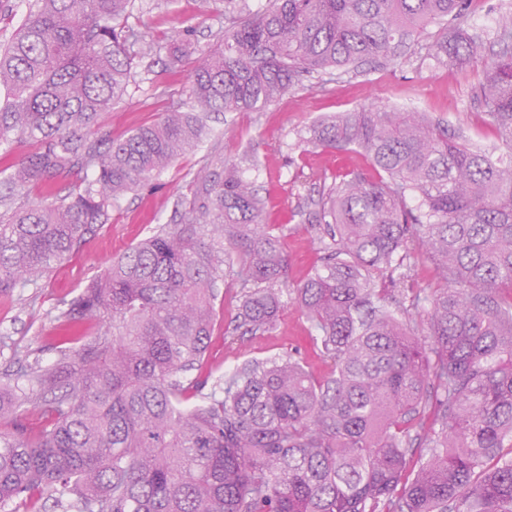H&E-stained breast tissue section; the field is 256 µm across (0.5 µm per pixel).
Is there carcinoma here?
Segmentation results:
<instances>
[{"label": "carcinoma", "instance_id": "1", "mask_svg": "<svg viewBox=\"0 0 512 512\" xmlns=\"http://www.w3.org/2000/svg\"><path fill=\"white\" fill-rule=\"evenodd\" d=\"M470 2L271 0L229 14L195 57L131 25L132 0H26L0 43V292L41 287L123 196L198 146L215 112H259L305 75L390 61L430 27L437 67L474 62L485 44L465 28ZM490 45L473 93L506 157L424 112L370 108L309 128L308 143L359 150L376 176H319L331 184L306 223L321 264L292 290L284 226L265 222L254 182L214 140L177 223L64 303L78 346L0 383V417L14 421L0 431V508L512 512V13ZM161 57L171 73L191 64L185 97L112 138L103 127L133 69ZM32 187L41 198L27 204ZM417 253L436 273L429 292L410 280ZM221 287L242 336L275 329L294 294L330 376L284 353L209 386L189 377Z\"/></svg>", "mask_w": 512, "mask_h": 512}]
</instances>
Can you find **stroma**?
Segmentation results:
<instances>
[{
	"label": "stroma",
	"mask_w": 512,
	"mask_h": 512,
	"mask_svg": "<svg viewBox=\"0 0 512 512\" xmlns=\"http://www.w3.org/2000/svg\"><path fill=\"white\" fill-rule=\"evenodd\" d=\"M269 0H134L133 23L156 39L187 32L193 50L207 49L224 27L229 9L248 14L264 10ZM434 30L422 34L415 54L380 66L335 71L324 77L304 78L259 112L213 115L209 126L222 138L226 159L237 163L254 180L264 203L267 223L288 226L283 239L289 285L303 281L320 261L314 233L303 229L305 215L321 196L319 174L373 176L370 159L355 150L332 151L302 142L306 127L327 116L362 108L394 112H426L459 131L467 143L503 154L507 148L496 131L483 123L481 105L474 99L476 77L488 58L469 64L460 74L434 68L430 59ZM190 83L189 72L172 75L163 64L137 68L126 98L109 121L113 137L154 121L164 109L156 90L181 97ZM210 145L177 158L159 178L139 187L112 210L104 231L88 239L66 262L57 266L39 288L24 294L0 293V377L15 373L33 359H54L67 330L59 317L66 300L95 277L114 258L129 251L149 230L171 223L174 204L189 195L193 173ZM235 301L216 304L217 316L204 359L194 375L203 379L251 359L291 352L319 378L328 376L333 363L310 338V324L295 304L281 312L276 329L256 336L233 333L229 323Z\"/></svg>",
	"instance_id": "1"
}]
</instances>
